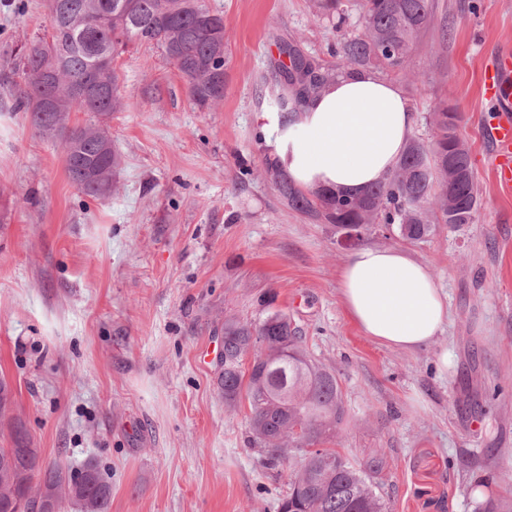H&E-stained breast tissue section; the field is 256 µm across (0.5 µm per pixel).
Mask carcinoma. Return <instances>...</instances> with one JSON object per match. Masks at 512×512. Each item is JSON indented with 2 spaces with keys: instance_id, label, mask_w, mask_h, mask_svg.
<instances>
[{
  "instance_id": "carcinoma-1",
  "label": "carcinoma",
  "mask_w": 512,
  "mask_h": 512,
  "mask_svg": "<svg viewBox=\"0 0 512 512\" xmlns=\"http://www.w3.org/2000/svg\"><path fill=\"white\" fill-rule=\"evenodd\" d=\"M61 9L48 14L47 32L34 37L16 57L14 72L21 82L10 96L14 110L27 113L37 132L57 137L69 179L90 197L112 192L121 157L110 147L101 118L121 111L127 103L120 92V75L113 66L98 64L102 54L117 58L131 44L162 50L184 80L193 105L208 108L224 97L229 55L224 52V16L206 0H57ZM315 16L346 20L344 0H314ZM361 32L344 36L332 52L335 61L321 67L293 44H284L278 75L289 92L275 99L286 115L329 81L357 68L386 75L406 70L413 47L433 24L431 0H362ZM85 112L90 119L69 124L70 113ZM431 141L410 142L389 177L359 197L327 189L304 191L275 161L266 163L265 178L288 205L335 227L364 223L363 231L382 225L405 240L419 241L438 224H469L479 206V194L469 151L460 152L457 126L448 125V108L433 113ZM467 170L448 186V158ZM95 168L83 180L81 165ZM456 201L455 216H448V197ZM300 330L288 316L269 311L254 322L224 319V348L217 386L224 404L236 408L247 400L249 442L260 449L265 468L279 472L288 466L289 491L279 508L287 512H388L376 492L373 475L380 460L352 462L339 449L329 447L344 422L346 411L336 374L308 359ZM254 351L250 370L243 360ZM301 424L303 434L294 436ZM0 512H18L25 494V478L36 472L37 483L55 497L57 509L72 504L79 512H109L111 489L97 465L78 469L58 463L44 464L36 448L15 445L0 448Z\"/></svg>"
}]
</instances>
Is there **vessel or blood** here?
Returning a JSON list of instances; mask_svg holds the SVG:
<instances>
[{
	"mask_svg": "<svg viewBox=\"0 0 512 512\" xmlns=\"http://www.w3.org/2000/svg\"><path fill=\"white\" fill-rule=\"evenodd\" d=\"M487 98L495 117L489 126L492 146L491 173L496 185L512 191V48L496 50L481 71Z\"/></svg>",
	"mask_w": 512,
	"mask_h": 512,
	"instance_id": "obj_1",
	"label": "vessel or blood"
}]
</instances>
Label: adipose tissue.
<instances>
[{
  "mask_svg": "<svg viewBox=\"0 0 512 512\" xmlns=\"http://www.w3.org/2000/svg\"><path fill=\"white\" fill-rule=\"evenodd\" d=\"M414 128L400 88L360 68L309 98L267 147L300 188L358 196L394 170ZM339 286L351 321L389 348L425 347L448 320L447 295L428 267L403 249L365 245L353 250Z\"/></svg>",
  "mask_w": 512,
  "mask_h": 512,
  "instance_id": "obj_1",
  "label": "adipose tissue"
}]
</instances>
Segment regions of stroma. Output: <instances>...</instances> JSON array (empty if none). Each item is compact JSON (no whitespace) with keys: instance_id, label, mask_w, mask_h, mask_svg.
<instances>
[{"instance_id":"1","label":"stroma","mask_w":512,"mask_h":512,"mask_svg":"<svg viewBox=\"0 0 512 512\" xmlns=\"http://www.w3.org/2000/svg\"><path fill=\"white\" fill-rule=\"evenodd\" d=\"M222 13L230 60L224 98L190 104L152 46L115 61L129 107L109 120L122 158L116 188L94 199L65 171L58 140L0 95V447L19 435L48 462L95 460L110 512H278L287 476L247 439L249 408L216 385L226 317L260 300L288 314L314 362L333 370L348 421L344 453L379 458L389 512H505L512 507V196L491 176L493 106L479 77L512 46V0H433L434 22L399 87L416 139L439 106L460 116L479 190L472 223L425 239L375 229L363 244L409 250L448 297L428 346L364 336L345 313L338 273L351 249L332 225L291 207L261 170L276 125L278 45L331 62L360 29L312 0H206ZM47 0H0V84L10 58L47 24Z\"/></svg>"}]
</instances>
